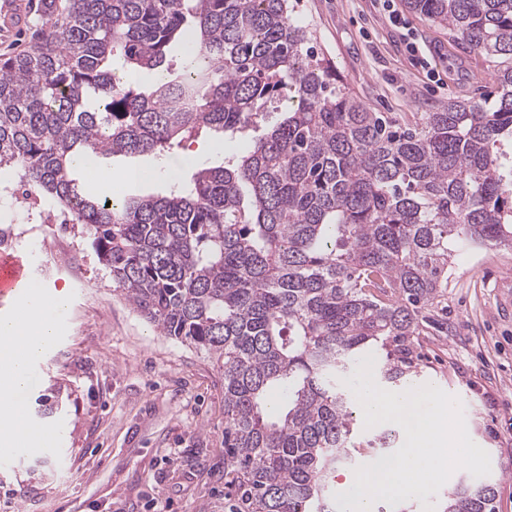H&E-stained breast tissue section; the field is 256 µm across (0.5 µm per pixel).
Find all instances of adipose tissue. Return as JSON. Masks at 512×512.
<instances>
[{
  "label": "adipose tissue",
  "instance_id": "adipose-tissue-1",
  "mask_svg": "<svg viewBox=\"0 0 512 512\" xmlns=\"http://www.w3.org/2000/svg\"><path fill=\"white\" fill-rule=\"evenodd\" d=\"M67 307L65 291L32 289L14 312L0 316V451L21 447L35 422L28 395L34 387L31 368L56 338L57 317Z\"/></svg>",
  "mask_w": 512,
  "mask_h": 512
}]
</instances>
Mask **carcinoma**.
I'll use <instances>...</instances> for the list:
<instances>
[{
    "instance_id": "obj_1",
    "label": "carcinoma",
    "mask_w": 512,
    "mask_h": 512,
    "mask_svg": "<svg viewBox=\"0 0 512 512\" xmlns=\"http://www.w3.org/2000/svg\"><path fill=\"white\" fill-rule=\"evenodd\" d=\"M496 59L483 104L412 123L353 96L288 0H45L0 62V170L92 238L112 286L224 369V476L247 512H342L355 443L336 374L380 347L414 366L453 248L512 247V0H407ZM149 72L137 85L130 75ZM251 145L165 195L115 197L74 161ZM461 484L443 512H493Z\"/></svg>"
}]
</instances>
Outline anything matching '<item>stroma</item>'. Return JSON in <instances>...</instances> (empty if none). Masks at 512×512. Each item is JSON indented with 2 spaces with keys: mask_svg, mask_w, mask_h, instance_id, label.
I'll list each match as a JSON object with an SVG mask.
<instances>
[{
  "mask_svg": "<svg viewBox=\"0 0 512 512\" xmlns=\"http://www.w3.org/2000/svg\"><path fill=\"white\" fill-rule=\"evenodd\" d=\"M405 27L380 0H297L296 16L331 59L356 98L401 121L448 100L480 103L493 86L491 57L450 35L446 26L393 0ZM430 54L438 78L417 68L410 39ZM216 166L223 157L206 139L162 156L103 161L106 169L143 167L149 181L125 195H163L184 163ZM195 165V166H196ZM16 253L31 280L66 290L53 345L34 366L33 396L48 397L51 429L40 453L0 457V512H240L224 483V374L204 352L160 333L112 290L86 230L55 224L45 239H22ZM427 334L414 386L432 384L463 405L473 442L490 456L485 478L457 473L427 500L413 497L377 512L442 507L460 484L497 487L494 512H512V249L455 252L448 286L424 311Z\"/></svg>",
  "mask_w": 512,
  "mask_h": 512,
  "instance_id": "1",
  "label": "stroma"
}]
</instances>
